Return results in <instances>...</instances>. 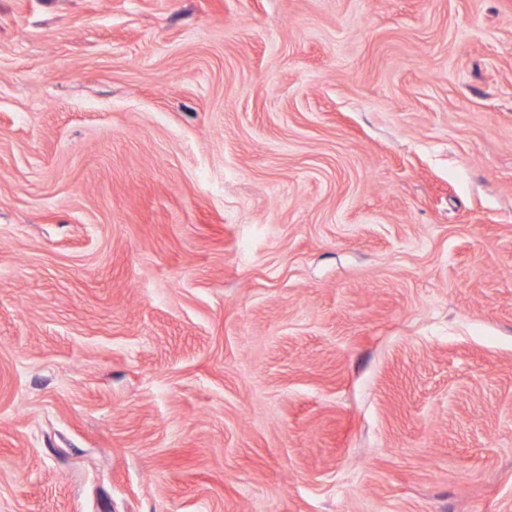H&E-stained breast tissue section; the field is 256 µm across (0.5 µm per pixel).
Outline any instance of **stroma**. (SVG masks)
<instances>
[{
    "mask_svg": "<svg viewBox=\"0 0 512 512\" xmlns=\"http://www.w3.org/2000/svg\"><path fill=\"white\" fill-rule=\"evenodd\" d=\"M0 512H512V0H0Z\"/></svg>",
    "mask_w": 512,
    "mask_h": 512,
    "instance_id": "obj_1",
    "label": "stroma"
}]
</instances>
